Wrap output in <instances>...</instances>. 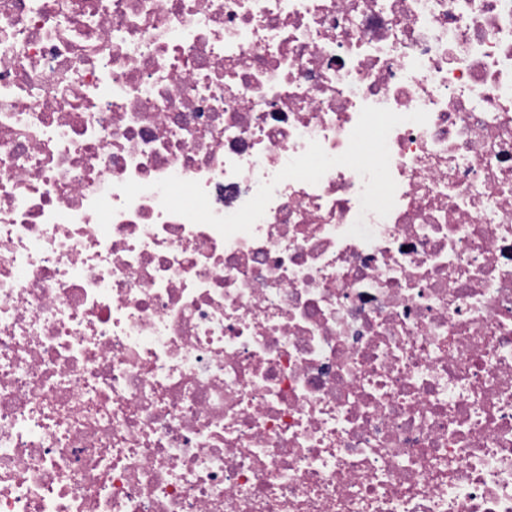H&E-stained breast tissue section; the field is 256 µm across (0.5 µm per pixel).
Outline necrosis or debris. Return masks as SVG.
<instances>
[{"label":"necrosis or debris","instance_id":"1","mask_svg":"<svg viewBox=\"0 0 512 512\" xmlns=\"http://www.w3.org/2000/svg\"><path fill=\"white\" fill-rule=\"evenodd\" d=\"M0 512H512V0H0Z\"/></svg>","mask_w":512,"mask_h":512}]
</instances>
